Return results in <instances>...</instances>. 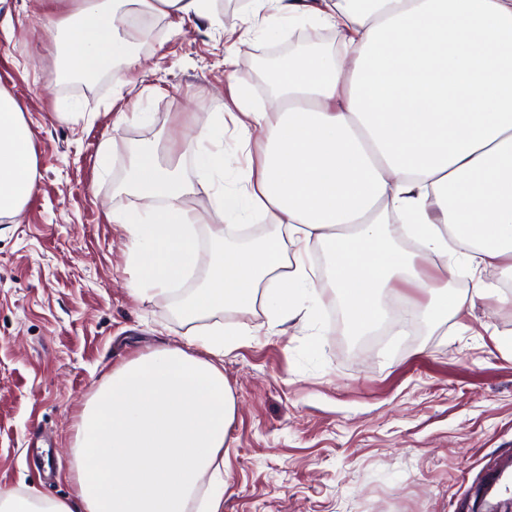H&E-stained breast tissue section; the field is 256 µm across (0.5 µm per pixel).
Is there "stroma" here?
<instances>
[{"label": "stroma", "instance_id": "stroma-1", "mask_svg": "<svg viewBox=\"0 0 512 512\" xmlns=\"http://www.w3.org/2000/svg\"><path fill=\"white\" fill-rule=\"evenodd\" d=\"M221 21L158 17L135 43L138 67L115 60L110 79L66 83L41 47L52 0H0V89L24 108L37 187L0 220V488L65 499L74 416L112 368L161 344L182 345L192 323L173 297L132 294L126 240L112 214L142 204L127 190L129 158L160 140L189 139L229 104V72L251 77L254 103L273 84L255 76L259 53L336 50L333 32L296 25L254 32L224 64V35L244 28L238 0H212ZM76 107L80 118L67 116ZM130 115L116 124L120 114ZM117 148L100 169L101 141ZM242 160L233 126L222 166L186 154L181 174L219 180ZM406 303L423 295L405 289ZM406 303L387 302L382 325L348 335L345 311L324 293L310 326L267 329L263 308L218 314L250 340L225 355L236 402L224 444V512H473L486 474L512 459V305L486 299L469 315L427 319L396 333Z\"/></svg>", "mask_w": 512, "mask_h": 512}]
</instances>
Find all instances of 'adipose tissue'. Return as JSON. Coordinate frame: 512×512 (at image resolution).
Masks as SVG:
<instances>
[{
  "label": "adipose tissue",
  "mask_w": 512,
  "mask_h": 512,
  "mask_svg": "<svg viewBox=\"0 0 512 512\" xmlns=\"http://www.w3.org/2000/svg\"><path fill=\"white\" fill-rule=\"evenodd\" d=\"M209 2L70 0L43 45L78 76L119 54L132 66L141 12L205 17ZM246 10L272 34L298 21L336 30L346 55L314 46L288 57L266 108L233 76L241 142L264 139L234 189L178 176L185 151L215 160L213 126L134 157L147 205L112 216L129 244L133 294L163 296L191 275L205 224L209 271L178 303L190 322L258 305L274 333L310 322L320 300L309 264L316 244L355 336L379 322L383 291L399 282L426 292L421 310L436 319L492 296L512 305V0H248ZM36 169L23 106L0 90V218L21 212ZM199 195L212 211L186 208ZM258 215L276 233L225 244V233ZM458 265L473 272L463 295L448 286ZM486 268L498 278L483 279ZM249 336L217 324L113 368L75 418L73 497L1 489L0 512H224L221 463L236 413L224 357Z\"/></svg>",
  "instance_id": "ef3b65f1"
}]
</instances>
